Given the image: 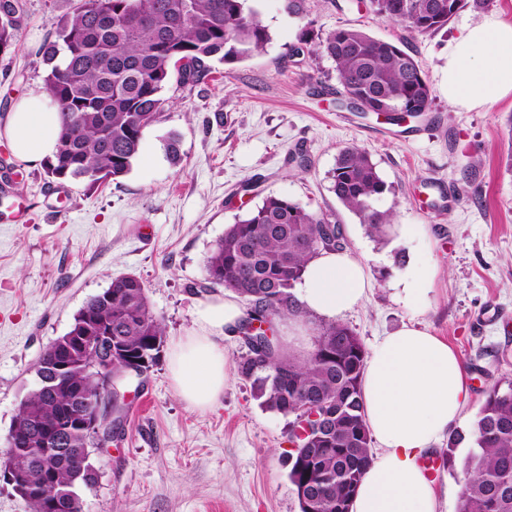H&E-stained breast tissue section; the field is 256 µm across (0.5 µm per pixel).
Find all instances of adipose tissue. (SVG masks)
<instances>
[{"label":"adipose tissue","instance_id":"obj_1","mask_svg":"<svg viewBox=\"0 0 512 512\" xmlns=\"http://www.w3.org/2000/svg\"><path fill=\"white\" fill-rule=\"evenodd\" d=\"M450 106L471 111L512 95V21L499 14L468 25L448 46ZM61 114L48 93L17 101L0 120V138L14 156L37 164L55 154ZM369 279L345 250H324L306 265L296 297L310 315L334 321L359 305ZM246 313L237 301L212 296L195 310L197 331L172 347L169 371L177 395L205 409L224 393L227 365L221 339ZM366 420L380 445L354 496L350 512H438V494L422 459L455 433L469 398L465 368L454 349L414 327L378 341L364 371Z\"/></svg>","mask_w":512,"mask_h":512}]
</instances>
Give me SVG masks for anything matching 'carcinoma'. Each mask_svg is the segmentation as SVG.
I'll use <instances>...</instances> for the list:
<instances>
[{"label": "carcinoma", "mask_w": 512, "mask_h": 512, "mask_svg": "<svg viewBox=\"0 0 512 512\" xmlns=\"http://www.w3.org/2000/svg\"><path fill=\"white\" fill-rule=\"evenodd\" d=\"M0 54L16 44L25 16L24 0H15L19 15L1 10ZM483 0H370L373 12L417 34L442 30L468 5ZM270 34L248 0H77L57 27L54 39L38 55L47 66L45 90L58 103L61 128L57 151L47 162L58 179L92 184L127 174L144 131L162 118L163 93L172 78L196 83L205 62L241 61L262 50ZM316 50L336 65L347 104L366 108L411 107L429 112L430 86L415 58L395 44L355 28H338L319 39ZM185 61L177 69L176 62ZM388 187L368 153L342 149L332 171L336 198L378 237L387 234L393 213L375 206ZM340 225H329L287 197L268 196L262 204L229 225L207 258V280L242 298L248 305L240 326L247 353L238 373L252 381L256 397L274 412L291 418L288 479L295 493L314 491L313 512H347L372 454V436L363 401L366 350L347 325L319 321L308 354L298 359L285 352L278 337L251 332L256 323L274 329L282 319L313 321L294 293L306 263L322 250L342 248ZM112 327V344L123 355L110 370H101L96 347L72 360L66 384L45 385L58 362L54 351L36 364L37 387L14 417L27 438L12 446L27 461L22 480L32 512H56L39 487L46 478L75 509L83 512L82 493L97 481L88 460L97 441L77 423L80 410H92L112 375L121 389L150 370L164 343L161 321L151 311L143 282L134 275L112 280L74 315L72 327L95 335V324ZM310 405L329 416L330 427L315 428L301 439L298 410ZM39 427L63 431L65 443L45 451ZM473 447L463 460L466 474L459 512H512V381L486 392L472 430Z\"/></svg>", "instance_id": "1"}]
</instances>
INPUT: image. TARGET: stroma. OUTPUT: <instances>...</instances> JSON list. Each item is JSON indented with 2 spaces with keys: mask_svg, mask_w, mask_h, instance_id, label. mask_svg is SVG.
<instances>
[{
  "mask_svg": "<svg viewBox=\"0 0 512 512\" xmlns=\"http://www.w3.org/2000/svg\"><path fill=\"white\" fill-rule=\"evenodd\" d=\"M75 0H26L16 45L0 54V117L42 89L38 54ZM271 34L247 59L211 62L193 87L171 85L160 122L145 130L130 171L99 184L60 182L44 164H22L0 193V450L19 402L35 388L43 349L113 279L139 277L172 346L196 329L207 289L206 260L225 229L270 195L299 202L341 224L345 247L367 269L363 302L342 316L372 348L414 325L448 342L467 371L470 432L485 391L512 380V96L455 111L445 80L448 44L462 29L512 0L466 7L434 34L410 32L376 16L368 0H252ZM340 27L408 47L432 93L425 121L396 125L341 107L336 67L313 48ZM304 45L297 56L294 46ZM179 141L180 159L164 150ZM364 149L391 187L377 206L394 228L371 235L331 190L336 156ZM303 148L310 165H288ZM68 191L58 200L56 188ZM429 267L426 303L405 306L391 284L397 254ZM228 378L212 408L190 407L174 392L167 357L128 387L127 412L110 447L97 450L96 484L84 512H300L288 480V420L266 409L237 373L242 335L222 340ZM470 448L439 440L432 457L439 512H458Z\"/></svg>",
  "mask_w": 512,
  "mask_h": 512,
  "instance_id": "1",
  "label": "stroma"
}]
</instances>
